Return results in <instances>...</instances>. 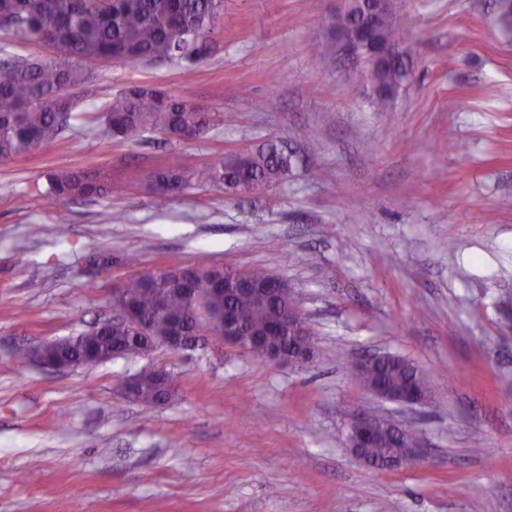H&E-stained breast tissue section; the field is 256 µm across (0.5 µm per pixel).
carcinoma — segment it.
<instances>
[{
	"label": "carcinoma",
	"mask_w": 512,
	"mask_h": 512,
	"mask_svg": "<svg viewBox=\"0 0 512 512\" xmlns=\"http://www.w3.org/2000/svg\"><path fill=\"white\" fill-rule=\"evenodd\" d=\"M364 12L363 0H349L348 10L334 15L329 29L349 32ZM224 13V0H0V161L26 157L58 142L72 123L70 90L90 82V65L100 58L122 63L163 59H192L198 40L214 31ZM63 46L47 57L26 58L16 49L30 46ZM358 64L377 110L386 112L409 79L404 53L399 49L394 11L380 16L376 43L360 52ZM105 124L116 140L133 141L149 131L178 139H196L208 130L212 115L151 86H133L119 99L103 106ZM296 163L295 156L270 142L241 156L230 152L198 172L159 167L149 176L155 204L163 207L175 192L197 180L236 194L264 193L282 182ZM45 195L53 200L98 199L107 185L95 173L55 169L43 174ZM186 267L171 264L130 276L121 288L122 301L134 308L152 330L165 332L182 321L193 336L212 330L204 316L195 313L180 288H212L210 268L195 267L194 282L182 284L175 273ZM256 286L246 292L219 290L209 298L216 313L229 312L250 336H267L273 318L283 311L297 314L293 298L269 295L263 286L267 272L252 271ZM95 356L105 357L123 347L131 356H145L152 348L129 339L119 325L94 334ZM51 358L88 361L86 340L79 339L49 350ZM132 398L150 404L170 391L166 382L147 369ZM358 379L364 387L381 384L393 392L413 388L428 393L426 375L398 357L379 363ZM419 438L412 428L400 425L381 434L367 455L386 464L411 452Z\"/></svg>",
	"instance_id": "carcinoma-1"
}]
</instances>
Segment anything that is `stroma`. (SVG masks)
Wrapping results in <instances>:
<instances>
[{"instance_id": "obj_1", "label": "stroma", "mask_w": 512, "mask_h": 512, "mask_svg": "<svg viewBox=\"0 0 512 512\" xmlns=\"http://www.w3.org/2000/svg\"><path fill=\"white\" fill-rule=\"evenodd\" d=\"M339 0H224L193 60L94 63L75 90L93 130L0 162V512H512V38L495 0H395L411 77L374 111L325 55ZM133 85L211 112L197 139H113L99 115ZM274 142L299 163L265 195L196 184L157 209L159 166L199 169ZM122 193L49 201L43 172ZM67 235H59V225ZM112 252L111 270L80 274ZM287 280L314 348L299 366L206 336L61 372L14 351L111 317L112 290L169 262ZM391 353L433 392L420 461L394 471L345 443L350 411L396 414L354 377ZM175 380L146 406L126 382Z\"/></svg>"}]
</instances>
